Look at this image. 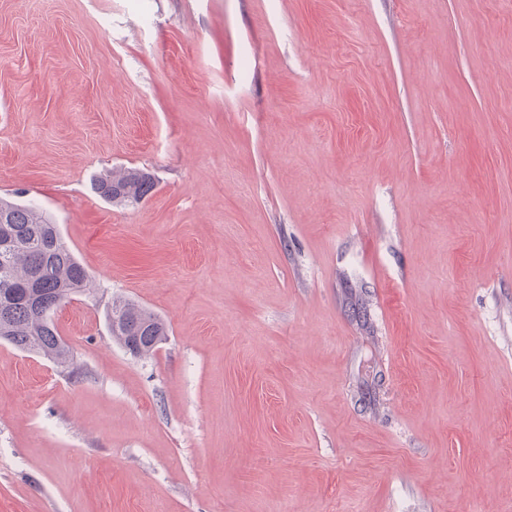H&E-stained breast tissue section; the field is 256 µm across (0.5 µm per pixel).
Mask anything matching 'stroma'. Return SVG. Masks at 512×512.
Returning a JSON list of instances; mask_svg holds the SVG:
<instances>
[{
  "label": "stroma",
  "instance_id": "35a3bbf8",
  "mask_svg": "<svg viewBox=\"0 0 512 512\" xmlns=\"http://www.w3.org/2000/svg\"><path fill=\"white\" fill-rule=\"evenodd\" d=\"M0 198L95 282L0 512H512V0H0ZM154 185L151 174L136 168L112 171L95 184L97 194L105 201L120 205L142 200ZM110 312L112 318L114 317V324L110 331L120 345L126 348L128 336H140L137 352H131L134 356H149L167 336V327L164 321L133 302H113ZM133 331L136 333L131 335Z\"/></svg>",
  "mask_w": 512,
  "mask_h": 512
}]
</instances>
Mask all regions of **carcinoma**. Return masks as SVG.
Wrapping results in <instances>:
<instances>
[{
	"label": "carcinoma",
	"mask_w": 512,
	"mask_h": 512,
	"mask_svg": "<svg viewBox=\"0 0 512 512\" xmlns=\"http://www.w3.org/2000/svg\"><path fill=\"white\" fill-rule=\"evenodd\" d=\"M154 185L151 174L136 168L114 171L95 184L104 200L120 205L142 200ZM11 239L6 270H0V341L34 353L61 367L73 365V352L61 338L51 312L79 292L94 288L87 270L63 240L58 225L41 209L0 199V239ZM113 338L122 346L140 336L136 356L150 355L167 336L157 315L130 301L114 302Z\"/></svg>",
	"instance_id": "1"
}]
</instances>
